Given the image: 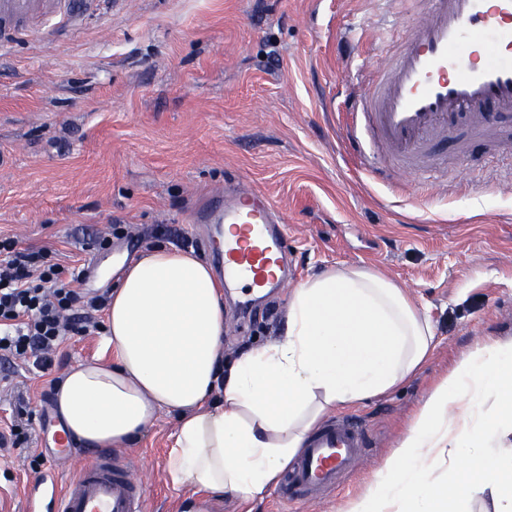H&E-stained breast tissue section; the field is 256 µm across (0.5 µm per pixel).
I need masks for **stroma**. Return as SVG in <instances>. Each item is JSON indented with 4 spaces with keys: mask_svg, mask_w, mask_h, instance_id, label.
Masks as SVG:
<instances>
[{
    "mask_svg": "<svg viewBox=\"0 0 512 512\" xmlns=\"http://www.w3.org/2000/svg\"><path fill=\"white\" fill-rule=\"evenodd\" d=\"M408 0H95L75 29L19 39L0 60V235L49 246L91 266L90 288L119 278L116 261L188 239L206 257L200 201L233 181L269 195L288 222L295 281L330 266L377 271L408 289L435 329V348L394 392L340 408L368 446L342 488L284 505L276 490L251 512H336L361 494L433 386L478 342H512V188H496L512 158L475 153L430 190L411 176L370 180L341 144L343 107L391 49ZM118 226L108 251L84 243ZM289 291L241 314L224 295V363L278 339ZM102 331L68 339L50 373L20 365L0 381V421L27 409V440L0 455V512H20L43 476L42 411L51 378L104 355ZM175 417L161 416L112 451L147 491L145 512H184L166 457Z\"/></svg>",
    "mask_w": 512,
    "mask_h": 512,
    "instance_id": "1",
    "label": "stroma"
}]
</instances>
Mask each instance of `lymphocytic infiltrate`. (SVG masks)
<instances>
[{
	"instance_id": "f902f5d3",
	"label": "lymphocytic infiltrate",
	"mask_w": 512,
	"mask_h": 512,
	"mask_svg": "<svg viewBox=\"0 0 512 512\" xmlns=\"http://www.w3.org/2000/svg\"><path fill=\"white\" fill-rule=\"evenodd\" d=\"M85 278V271L58 262L50 247L0 238V357L45 371L68 337L97 330L95 314L110 292L84 288Z\"/></svg>"
}]
</instances>
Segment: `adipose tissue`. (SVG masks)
Listing matches in <instances>:
<instances>
[{"instance_id":"ef3b65f1","label":"adipose tissue","mask_w":512,"mask_h":512,"mask_svg":"<svg viewBox=\"0 0 512 512\" xmlns=\"http://www.w3.org/2000/svg\"><path fill=\"white\" fill-rule=\"evenodd\" d=\"M106 307L110 360L70 368L55 412L83 448H122L161 415L177 425L167 477L191 512L221 493L262 496L337 408L390 393L435 331L404 287L333 266L288 298L282 338L221 374L224 298L194 252L155 247L121 264ZM512 512V344L485 338L432 390L377 478L339 512Z\"/></svg>"}]
</instances>
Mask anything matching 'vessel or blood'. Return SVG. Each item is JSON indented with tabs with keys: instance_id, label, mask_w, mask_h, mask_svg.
I'll return each instance as SVG.
<instances>
[{
	"instance_id": "b4317fda",
	"label": "vessel or blood",
	"mask_w": 512,
	"mask_h": 512,
	"mask_svg": "<svg viewBox=\"0 0 512 512\" xmlns=\"http://www.w3.org/2000/svg\"><path fill=\"white\" fill-rule=\"evenodd\" d=\"M415 2L422 22L405 27L400 48L386 53L365 89L348 98L342 139L363 157L369 176L408 171L427 182L437 176L443 134L464 132L463 159L471 145L495 152L507 137L499 122L512 115V0ZM88 7L87 0H0V58L32 22L67 29ZM198 219L215 227L225 289L243 284L252 295L285 286L286 230L268 195H210ZM365 448L355 421L323 424L283 475L279 497L304 501L340 487ZM25 496L27 512H144L146 490L102 452L65 482L48 467Z\"/></svg>"
}]
</instances>
